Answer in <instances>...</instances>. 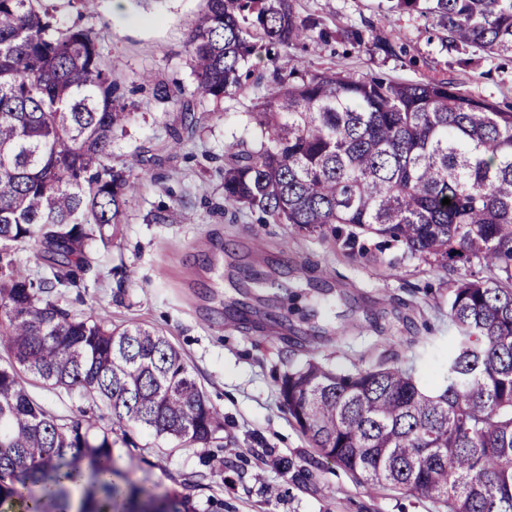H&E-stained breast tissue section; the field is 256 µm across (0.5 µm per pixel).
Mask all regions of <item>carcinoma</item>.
<instances>
[{
  "label": "carcinoma",
  "instance_id": "obj_1",
  "mask_svg": "<svg viewBox=\"0 0 512 512\" xmlns=\"http://www.w3.org/2000/svg\"><path fill=\"white\" fill-rule=\"evenodd\" d=\"M38 0H0V512H224L189 495L114 482L113 428L36 403L29 374L80 389L112 424L223 446L224 414L180 350L139 323L112 325L59 304L112 238L139 181L112 164L126 112L92 32L62 28ZM437 18L448 47L512 60V0H388ZM292 0H206L188 41L195 90L240 88L258 48L272 83L250 112L260 146L224 153V202L260 222L396 243L458 272L453 336L436 388L399 365L337 373L316 361L285 376L288 413L323 457L370 487L440 502L444 512H512V110L446 79L406 82L324 70L284 72L288 48L328 42ZM450 204H442V199ZM46 262L38 278L15 250Z\"/></svg>",
  "mask_w": 512,
  "mask_h": 512
}]
</instances>
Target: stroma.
Here are the masks:
<instances>
[{"label":"stroma","instance_id":"1","mask_svg":"<svg viewBox=\"0 0 512 512\" xmlns=\"http://www.w3.org/2000/svg\"><path fill=\"white\" fill-rule=\"evenodd\" d=\"M67 26L91 30L129 117L112 138V162L140 176L109 243L89 241L90 269L64 307L119 325H149L181 350L211 404L224 413V468L213 448L188 447L135 426L115 428L117 483L133 481L197 501L223 499L224 512H443L434 500L364 487L320 456L284 405L288 373L307 361L339 372L398 363L434 385L447 368L448 269L370 248L360 256L330 232L260 224L249 210L224 211V147H255L248 111L264 85L216 100L195 91L188 39L205 0H40ZM297 12L335 31L362 30V45L331 40L292 47L284 68L327 67L356 77L451 80L473 96L512 109V61L449 49L436 19L391 13L386 0H294ZM408 56L386 55L384 42ZM181 86L166 102L157 87ZM176 219L157 222L161 211ZM30 396L78 418L80 390L27 381Z\"/></svg>","mask_w":512,"mask_h":512}]
</instances>
